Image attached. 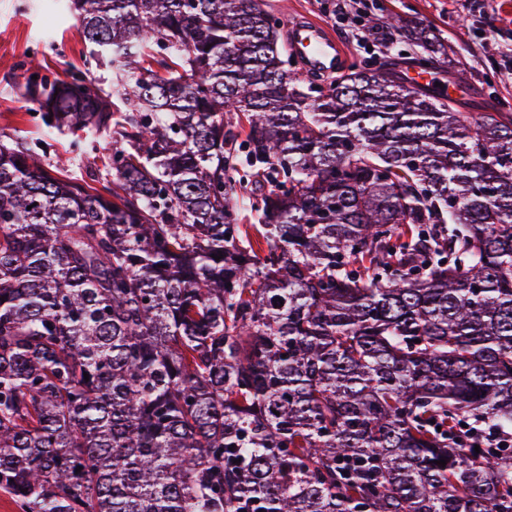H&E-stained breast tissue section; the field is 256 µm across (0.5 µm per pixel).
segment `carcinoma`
Instances as JSON below:
<instances>
[{
    "label": "carcinoma",
    "mask_w": 512,
    "mask_h": 512,
    "mask_svg": "<svg viewBox=\"0 0 512 512\" xmlns=\"http://www.w3.org/2000/svg\"><path fill=\"white\" fill-rule=\"evenodd\" d=\"M66 7L112 97L83 72L29 99L112 152L74 181L43 140H0V491L512 512V447L473 436L512 432V113L384 62L302 78L260 0Z\"/></svg>",
    "instance_id": "cac0c4a2"
}]
</instances>
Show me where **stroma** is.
<instances>
[{"instance_id":"35a3bbf8","label":"stroma","mask_w":512,"mask_h":512,"mask_svg":"<svg viewBox=\"0 0 512 512\" xmlns=\"http://www.w3.org/2000/svg\"><path fill=\"white\" fill-rule=\"evenodd\" d=\"M337 0H262L282 26L294 21H316L326 26L340 43L344 63L385 55L392 70L409 71L411 56L402 52L399 36L388 23L389 14L416 22L439 34L448 44V59L440 66L445 77L466 78L474 89L471 98L460 100L463 112H493L499 102L512 104V75L499 72L500 64L512 61V14L504 0H383L376 27L379 43L374 49L357 43L350 32L331 19ZM85 44L74 19L61 16L50 0H0V135L47 137L51 164L64 167L77 180L103 170L112 146L101 141L91 156L72 152L66 133L47 132L35 105L25 95L33 73H49L64 79L85 70Z\"/></svg>"}]
</instances>
